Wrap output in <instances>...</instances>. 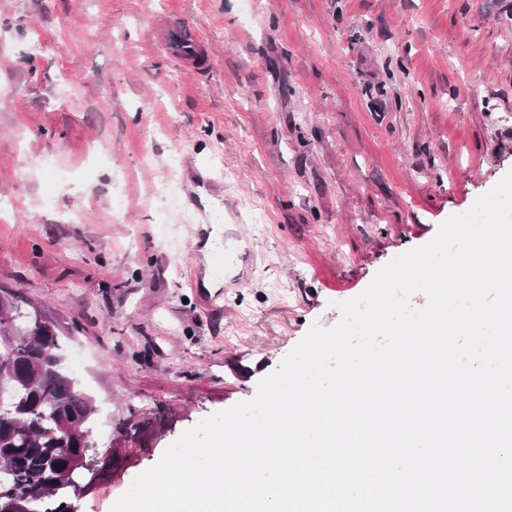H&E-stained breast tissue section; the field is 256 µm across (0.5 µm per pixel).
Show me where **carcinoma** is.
Returning a JSON list of instances; mask_svg holds the SVG:
<instances>
[{"label": "carcinoma", "mask_w": 512, "mask_h": 512, "mask_svg": "<svg viewBox=\"0 0 512 512\" xmlns=\"http://www.w3.org/2000/svg\"><path fill=\"white\" fill-rule=\"evenodd\" d=\"M10 319L30 331L12 347L17 403L0 412V512H69L70 496L104 463L89 439L97 408L75 377L52 363L60 350L54 323L14 300L0 306V331Z\"/></svg>", "instance_id": "obj_1"}]
</instances>
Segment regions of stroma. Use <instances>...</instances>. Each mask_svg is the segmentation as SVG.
<instances>
[{
	"instance_id": "stroma-1",
	"label": "stroma",
	"mask_w": 512,
	"mask_h": 512,
	"mask_svg": "<svg viewBox=\"0 0 512 512\" xmlns=\"http://www.w3.org/2000/svg\"><path fill=\"white\" fill-rule=\"evenodd\" d=\"M511 170L512 0H0V291L79 356L113 451L73 512ZM164 47L183 68L197 69L205 57V44L189 25H166Z\"/></svg>"
}]
</instances>
